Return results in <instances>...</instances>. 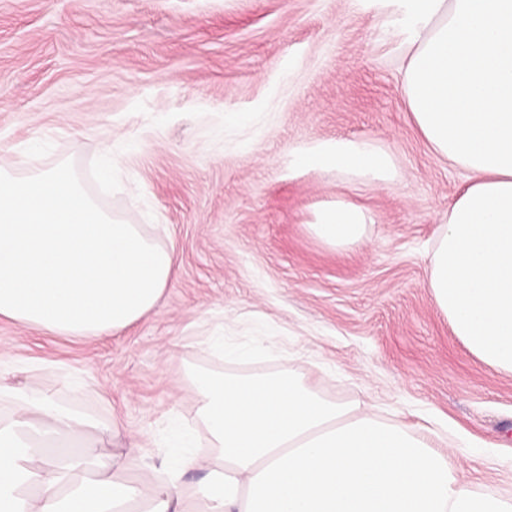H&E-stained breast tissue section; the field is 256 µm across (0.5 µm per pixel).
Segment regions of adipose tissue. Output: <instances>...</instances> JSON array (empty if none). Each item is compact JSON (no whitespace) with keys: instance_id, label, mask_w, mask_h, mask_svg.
Masks as SVG:
<instances>
[{"instance_id":"1","label":"adipose tissue","mask_w":512,"mask_h":512,"mask_svg":"<svg viewBox=\"0 0 512 512\" xmlns=\"http://www.w3.org/2000/svg\"><path fill=\"white\" fill-rule=\"evenodd\" d=\"M403 94L436 156L466 171L431 255L428 287L450 328L512 374V0H398ZM386 183L395 166L367 139L293 150L288 171ZM367 211L318 208L310 233L363 243ZM164 228L103 207L64 162L0 166V318L54 336L120 333L154 310L175 255ZM208 450L206 482L159 479L138 444L102 456L101 429L0 371V512H512V495L460 483L446 455L405 425L324 398L301 374H200L189 383Z\"/></svg>"}]
</instances>
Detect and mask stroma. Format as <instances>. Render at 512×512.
<instances>
[{"label": "stroma", "mask_w": 512, "mask_h": 512, "mask_svg": "<svg viewBox=\"0 0 512 512\" xmlns=\"http://www.w3.org/2000/svg\"><path fill=\"white\" fill-rule=\"evenodd\" d=\"M402 28L394 0H0V166L67 162L110 211L165 225L177 255L158 307L119 335L1 320L12 384L123 428L103 452L137 437L195 485L172 445L196 422L186 375L290 370L511 494L512 375L471 354L427 286L467 175L412 122ZM354 138L392 155L391 182L289 175L292 150ZM339 199L374 222L330 250L308 225Z\"/></svg>", "instance_id": "obj_1"}]
</instances>
